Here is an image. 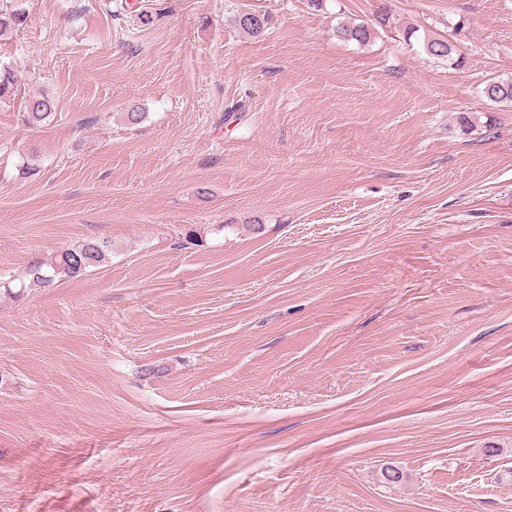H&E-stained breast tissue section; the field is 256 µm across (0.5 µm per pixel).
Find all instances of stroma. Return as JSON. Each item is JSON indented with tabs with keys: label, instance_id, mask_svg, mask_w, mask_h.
<instances>
[{
	"label": "stroma",
	"instance_id": "obj_1",
	"mask_svg": "<svg viewBox=\"0 0 512 512\" xmlns=\"http://www.w3.org/2000/svg\"><path fill=\"white\" fill-rule=\"evenodd\" d=\"M10 5L0 512H512V0ZM336 39L346 43H356L366 46L375 38V30L372 26L360 23L340 21L334 30ZM422 48L429 57L446 61L454 69L464 63V57L458 52L455 43L448 39L424 36ZM482 94L492 104L512 107V79L492 78L484 85ZM56 108L57 103L53 97H31L26 101L23 121L29 127H40L54 117ZM111 252V245L107 241L96 240L58 251L46 261L30 266L25 277L20 280L17 291L5 288V292L9 296L19 297L32 287L46 288L65 279L77 278L88 268L106 263Z\"/></svg>",
	"mask_w": 512,
	"mask_h": 512
}]
</instances>
